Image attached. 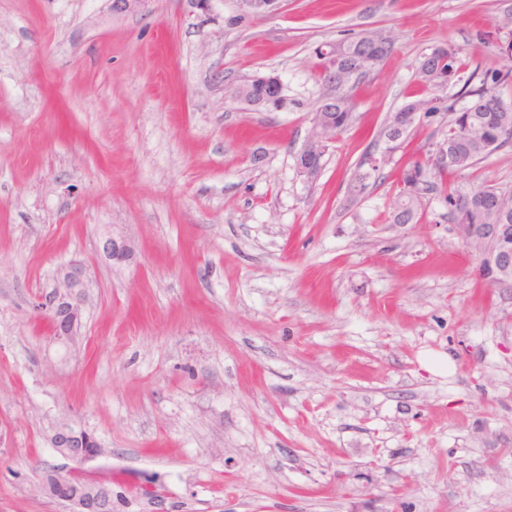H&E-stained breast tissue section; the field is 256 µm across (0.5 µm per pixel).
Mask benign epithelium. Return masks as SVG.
<instances>
[{"instance_id":"1","label":"benign epithelium","mask_w":512,"mask_h":512,"mask_svg":"<svg viewBox=\"0 0 512 512\" xmlns=\"http://www.w3.org/2000/svg\"><path fill=\"white\" fill-rule=\"evenodd\" d=\"M276 0H236L242 14L259 17L268 13ZM420 120L417 113H403L399 121H391L385 129L392 131L390 140L398 141V135L409 125ZM332 127V118L327 112H315L304 145L296 155L298 172L306 179L315 180L320 171H311L301 165V157L324 155L336 142V137L323 138L322 128ZM463 239L482 257L486 275L494 281L512 280V225L511 224H459ZM98 252L106 260L121 264L130 259L132 249L128 243L111 234L99 241ZM88 282L87 267L73 261L57 272L56 286L47 304L51 333L55 340L66 345H75L80 336V328L85 306ZM54 449L65 459L82 464L106 454V449L96 439H83L81 433L69 425L61 426L51 436ZM74 512H110L111 488L108 479L97 477L79 492L66 498Z\"/></svg>"}]
</instances>
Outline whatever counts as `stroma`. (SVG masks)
<instances>
[{
	"mask_svg": "<svg viewBox=\"0 0 512 512\" xmlns=\"http://www.w3.org/2000/svg\"><path fill=\"white\" fill-rule=\"evenodd\" d=\"M512 0H0V512H72L45 472L112 479V512H512V283L484 275L444 189L393 224L448 128L382 131L452 46L477 78ZM380 33L316 180L295 156L331 87L317 50ZM277 75L283 103L234 99ZM381 157L365 193L348 185ZM512 187V147L462 183ZM132 259L97 254L106 232ZM89 270L80 336L35 305ZM69 423L104 456L77 467ZM50 441L62 457L78 464L93 461L106 453L105 448L94 437L87 438L84 443L81 432H76L70 425L61 426L51 436Z\"/></svg>",
	"mask_w": 512,
	"mask_h": 512,
	"instance_id": "stroma-1",
	"label": "stroma"
}]
</instances>
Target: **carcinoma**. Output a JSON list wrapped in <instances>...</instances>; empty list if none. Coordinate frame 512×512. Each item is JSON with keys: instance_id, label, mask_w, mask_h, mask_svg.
Returning a JSON list of instances; mask_svg holds the SVG:
<instances>
[{"instance_id": "obj_1", "label": "carcinoma", "mask_w": 512, "mask_h": 512, "mask_svg": "<svg viewBox=\"0 0 512 512\" xmlns=\"http://www.w3.org/2000/svg\"><path fill=\"white\" fill-rule=\"evenodd\" d=\"M391 52L390 42L380 35H366L351 40H341L327 51L317 52V77L324 83H329V72L341 73L355 66L365 57H373L375 66H380ZM463 63L458 53L451 47H436L424 56L417 69L420 83L431 89L445 90L462 81ZM255 99L277 108L282 102V90L277 83H263L259 80H248ZM465 94L469 97L466 104L458 107L456 101L444 97L419 98L410 97L400 108L401 112H423L427 115L436 112L449 114L448 130L444 135L448 159L435 158L434 167L430 168L420 163L412 165L405 173L403 187L400 191L401 204L392 219L394 224H407L414 217L411 203L418 201L427 191L435 189L437 184H445L450 175L463 176L480 160L506 146H512V102L505 101L497 93L482 86L468 89ZM336 103H328L323 99L317 107L319 112H330L334 116L336 133H341L347 126L350 108V98L346 95H334ZM370 155H365L359 164L349 191L351 196L364 194L368 187L367 180L378 168H368ZM367 170H362V167ZM490 186L481 184L468 190L473 196V208L462 211L457 201L462 191L448 188L445 200L448 203V219L455 224H479L482 221V201L491 202L487 196ZM59 475L52 473L43 476L40 482V492L61 499L66 490L85 485V478L69 476L64 478L65 484L58 481Z\"/></svg>"}]
</instances>
